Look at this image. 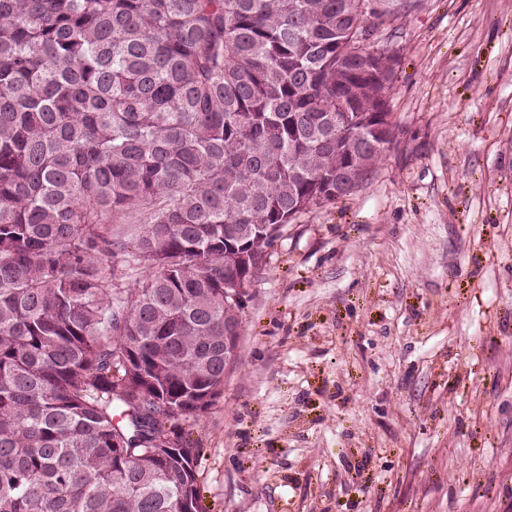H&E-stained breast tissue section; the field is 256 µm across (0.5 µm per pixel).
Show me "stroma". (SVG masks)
Wrapping results in <instances>:
<instances>
[{"instance_id": "1", "label": "stroma", "mask_w": 512, "mask_h": 512, "mask_svg": "<svg viewBox=\"0 0 512 512\" xmlns=\"http://www.w3.org/2000/svg\"><path fill=\"white\" fill-rule=\"evenodd\" d=\"M374 42L392 145L283 228L174 423L206 512H512V0H422Z\"/></svg>"}]
</instances>
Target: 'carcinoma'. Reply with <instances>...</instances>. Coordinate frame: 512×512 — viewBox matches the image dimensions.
Here are the masks:
<instances>
[{
    "mask_svg": "<svg viewBox=\"0 0 512 512\" xmlns=\"http://www.w3.org/2000/svg\"><path fill=\"white\" fill-rule=\"evenodd\" d=\"M419 6L0 0V512H205L159 440L224 385V239L362 186Z\"/></svg>",
    "mask_w": 512,
    "mask_h": 512,
    "instance_id": "carcinoma-1",
    "label": "carcinoma"
}]
</instances>
